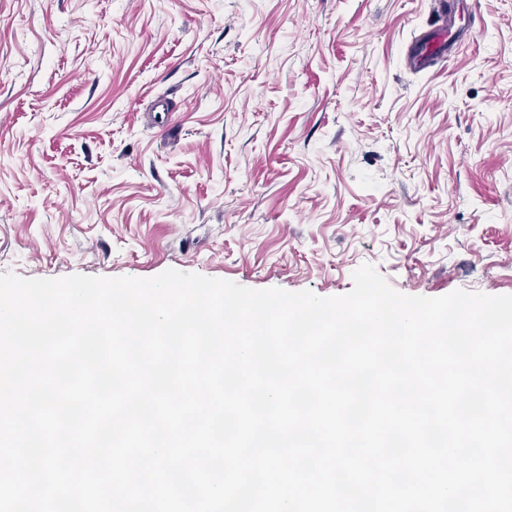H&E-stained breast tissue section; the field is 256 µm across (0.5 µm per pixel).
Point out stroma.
I'll list each match as a JSON object with an SVG mask.
<instances>
[{"instance_id": "obj_1", "label": "stroma", "mask_w": 512, "mask_h": 512, "mask_svg": "<svg viewBox=\"0 0 512 512\" xmlns=\"http://www.w3.org/2000/svg\"><path fill=\"white\" fill-rule=\"evenodd\" d=\"M0 0V273L512 294V0ZM440 3L443 5L444 14L448 16V27L439 30L431 40L421 44L416 49L413 55V62L416 66L426 67L437 49L435 45L436 39L446 34H448L449 39L454 29L456 15L460 13V0H453L449 3L442 0Z\"/></svg>"}]
</instances>
